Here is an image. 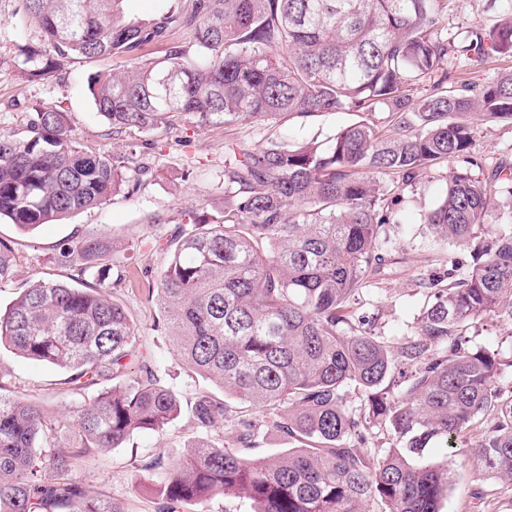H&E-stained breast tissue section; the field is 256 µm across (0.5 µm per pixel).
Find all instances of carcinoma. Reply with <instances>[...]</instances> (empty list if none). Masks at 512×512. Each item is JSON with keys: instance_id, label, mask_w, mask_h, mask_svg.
Segmentation results:
<instances>
[{"instance_id": "cac0c4a2", "label": "carcinoma", "mask_w": 512, "mask_h": 512, "mask_svg": "<svg viewBox=\"0 0 512 512\" xmlns=\"http://www.w3.org/2000/svg\"><path fill=\"white\" fill-rule=\"evenodd\" d=\"M44 48L25 52L29 75L49 78L67 59L126 57L166 36L185 41L161 60L137 58L124 73L97 72L88 91L112 132H143L178 116L191 126L269 122L356 112L364 118L327 142L268 140L224 159L218 214L174 225L167 260L145 274L154 329L191 370L223 390L197 397L198 427L234 423L237 449L200 441L143 470L164 512L185 504L210 512L217 498L243 497L251 512H442L452 469L424 462L480 429L470 450L478 471L512 485V388L501 378L512 353L475 346L468 329L487 318L512 323V229L477 240L493 200L512 198V166L484 178L474 154L480 122L512 123V71L480 85L448 61L512 58V12L487 29L448 31L447 0H191L151 19L124 14L123 0H22ZM386 112L388 127L369 116ZM119 157L85 149L66 113L44 104L26 128L0 129V220L22 232L133 195L151 169L133 138ZM462 163L427 213L437 241L469 249L430 283L411 335L388 345L353 324L369 279L384 270V226L408 184L439 163ZM63 281H30L0 313V346L70 372L74 391H93L75 415L38 399L1 394L0 512H123L74 477L95 448H119L181 413L178 392L152 364L127 370L133 322L109 292L123 260L101 235L59 244ZM15 254L0 239V287L14 282ZM446 286H441L443 279ZM400 370L403 385L389 379ZM357 394L360 404L349 400ZM294 447L255 459L250 411ZM378 424L390 448L364 447Z\"/></svg>"}]
</instances>
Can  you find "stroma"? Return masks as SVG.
I'll return each instance as SVG.
<instances>
[{
	"label": "stroma",
	"instance_id": "35a3bbf8",
	"mask_svg": "<svg viewBox=\"0 0 512 512\" xmlns=\"http://www.w3.org/2000/svg\"><path fill=\"white\" fill-rule=\"evenodd\" d=\"M510 10L512 0H448V26H490ZM21 18L18 0H0V128L23 129L33 106L46 103L67 112L77 137L88 149L107 155L122 152L129 137L114 134L99 117L87 91V78L99 71H124L130 66L129 59H75L66 63L60 77L31 79L24 69L23 50L28 45L39 46V33L32 29L26 39H19ZM354 119V113L343 112L277 125L239 122L144 132L140 138L149 148L143 160L153 175L134 196H115L104 206L75 213L57 224L41 225L29 233L0 223V237L15 243L17 282L65 279L66 271L55 266L50 257L60 241L71 237L99 234L111 238L119 253L130 255L126 279L115 288L114 295L137 324L138 351L153 362L163 384L178 388L183 395L180 417L164 429L136 433L120 448L91 452L75 472L88 490L105 492L124 512H158L159 500L142 483L143 465L150 457L160 453L168 460H180L203 438L235 447L236 432L230 423L207 430L196 426L190 402L199 393L215 392L216 387L182 365L169 338L154 331L157 312L143 295L144 274L157 272L162 266L164 254L158 242L166 238L173 224L220 207L227 153L252 149L269 139L321 141ZM473 150L487 164L512 163V124L479 125ZM453 169V164L442 163L421 179L401 186L396 221L385 227L382 249L386 267L381 275L370 279L356 313L369 317L388 343H397L413 332L428 294L426 286L430 279L443 274L449 259L469 258L466 248L437 242L424 222ZM152 214L160 216V223L149 222ZM66 378V373L0 349V388L5 393L47 398L52 412L73 410L85 397L72 392ZM479 440L476 429L458 440L452 487L443 512H512V487L480 477L468 454Z\"/></svg>",
	"mask_w": 512,
	"mask_h": 512
}]
</instances>
